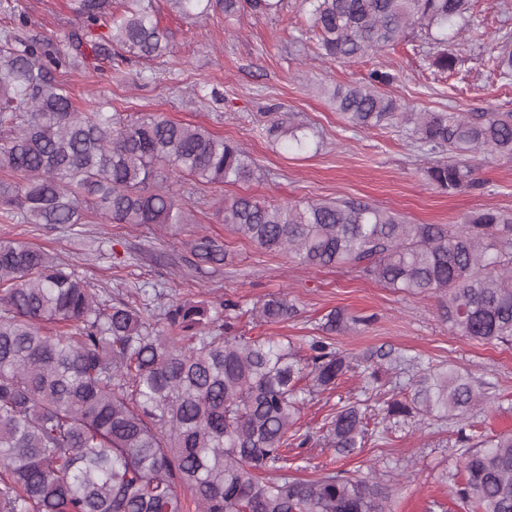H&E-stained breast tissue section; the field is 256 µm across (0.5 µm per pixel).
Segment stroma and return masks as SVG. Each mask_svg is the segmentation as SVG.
<instances>
[{
  "label": "stroma",
  "instance_id": "obj_1",
  "mask_svg": "<svg viewBox=\"0 0 512 512\" xmlns=\"http://www.w3.org/2000/svg\"><path fill=\"white\" fill-rule=\"evenodd\" d=\"M16 4L27 20L22 33L32 39L62 40L80 23L70 0ZM154 6L169 53L150 60L129 53L119 65L69 70L65 80L76 108L88 112L106 98L116 112L203 126L246 149L257 166L255 179L219 186L178 178L175 187L195 221L162 228L95 222L73 232L63 225L11 223L0 207V241H25L76 265L106 300L131 301L142 288L156 289L157 307L178 298L230 299L239 306L238 331L247 336H285L302 346L319 335L331 309L367 316L368 324L335 337L336 346L355 356L388 353L403 362L383 369L378 383L367 384L355 371L335 389L307 399L300 431L309 441L289 450L291 474L309 479L328 468L357 479L379 475L391 490L392 512H468L456 495L464 479L466 434L512 432V343L485 344L456 334L442 316L439 296L393 291L347 265L305 268L289 256L264 252L224 224L218 206L242 195L269 204L352 198L393 209L415 224H456L481 209L512 211V158H480V186L450 194L428 181L430 157L410 131L351 129L330 102L335 86L365 81L378 69L394 77L386 93L420 110H512V77L499 75L486 47L461 40L448 45L459 58L455 70L438 71L418 32L353 62L328 60L301 0H283L282 10L268 16L214 12L191 23L166 0ZM277 115L310 134L307 152L288 151L269 134ZM202 233L223 243L222 264L195 257L194 240ZM279 294L293 300L297 316L279 324L255 322L251 309ZM443 367L485 383L491 396L476 410L469 433L450 418L384 420L386 398L410 394L421 370ZM355 401L367 407L368 434L362 448L340 454L326 447L323 426L340 406Z\"/></svg>",
  "mask_w": 512,
  "mask_h": 512
}]
</instances>
